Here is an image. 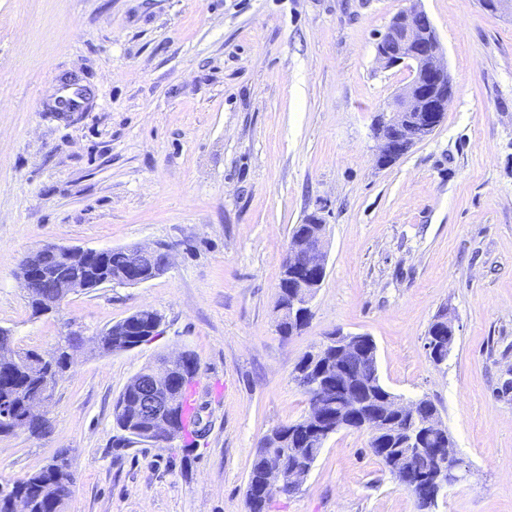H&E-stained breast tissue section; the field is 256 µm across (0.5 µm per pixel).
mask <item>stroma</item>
<instances>
[{
  "mask_svg": "<svg viewBox=\"0 0 512 512\" xmlns=\"http://www.w3.org/2000/svg\"><path fill=\"white\" fill-rule=\"evenodd\" d=\"M432 20L455 94L437 130L379 166L371 124L410 79L376 38L400 11ZM90 89L54 112L62 79ZM327 224V273L307 326L274 325L294 225ZM54 243L157 246L147 283L73 293L32 317L21 260ZM142 309L151 343L72 355L50 434L0 437V477L67 451L64 512H248L255 450L300 419L293 380L336 329L370 335L394 394L429 398L470 472L433 512H512V15L480 0H0V327L14 346L100 334ZM453 319L448 358L425 336ZM193 351L191 450L117 448L114 403L161 356ZM270 512H418L365 433L325 444ZM446 322H448L447 331L437 332L432 338V343L427 347L430 357L435 364H440L447 359L454 344L456 330L452 321L448 320L446 313L437 316L434 322L430 325L425 339L427 343L429 337L434 333V331H436L440 326H443Z\"/></svg>",
  "mask_w": 512,
  "mask_h": 512,
  "instance_id": "35a3bbf8",
  "label": "stroma"
}]
</instances>
